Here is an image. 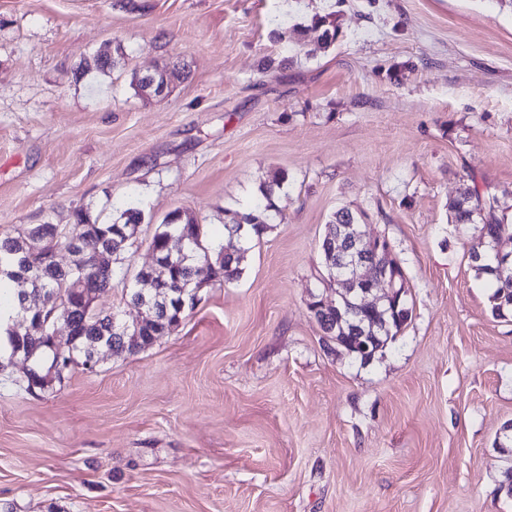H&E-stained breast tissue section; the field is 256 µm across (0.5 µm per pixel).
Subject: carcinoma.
<instances>
[{
  "label": "carcinoma",
  "mask_w": 512,
  "mask_h": 512,
  "mask_svg": "<svg viewBox=\"0 0 512 512\" xmlns=\"http://www.w3.org/2000/svg\"><path fill=\"white\" fill-rule=\"evenodd\" d=\"M271 194L270 186L261 190V196L265 200L263 210L251 211L241 217L242 222L249 224L257 235L267 228L266 212L272 210ZM463 194L466 204L457 202L451 205L452 223L466 225L479 220L485 241L504 237L512 239V224L504 223L496 215L493 202L481 196L475 188L467 187ZM141 220V211L130 206L108 224H91L87 221L85 212L80 209L75 212V221L72 224H37L18 230L14 236L0 235V300L8 295V283L24 274L32 275L38 279L39 287L48 296L50 306L57 307L56 316L67 315L76 325L78 335L74 345V358L63 373L65 378L75 367L85 364V360L96 348L110 345L117 353H137L152 344V336L158 333V328L170 331L177 328L185 318V313L173 307L170 317L160 327L153 324L142 327L139 340L133 342L130 337L112 330L108 316L86 318L75 309L79 294L77 283L81 273L63 272L44 263V256L65 246L71 238L79 235L84 239L87 253H105L110 257L109 262L92 265L86 270V273L96 276L101 293L106 294L112 288L114 266L126 260L130 246V241L121 235L120 229L128 224L137 225ZM247 243L246 236L214 242L208 239L205 225L176 209L158 226L150 246L164 256L172 257L166 279L170 284V296L177 298L180 288L194 279L195 264L201 259L209 262L211 277L225 282L237 278L241 273L240 265L248 251ZM472 268L490 279L491 287L494 288L493 314L504 317L507 312H512V264L502 268L493 259L475 262ZM389 273L397 276L396 300L399 309L406 311V314L400 321L388 319V327L382 333L378 345L380 349L384 348L387 340L401 332L412 317V310L408 307L404 294L406 272L399 258L391 260ZM9 339L10 349L0 352V363H6L16 354L21 357L29 355L31 367L41 374L47 373L56 351L60 350L49 336L42 340H29L12 332ZM60 351L68 354L66 348Z\"/></svg>",
  "instance_id": "1"
}]
</instances>
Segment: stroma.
I'll return each instance as SVG.
<instances>
[{
    "mask_svg": "<svg viewBox=\"0 0 512 512\" xmlns=\"http://www.w3.org/2000/svg\"><path fill=\"white\" fill-rule=\"evenodd\" d=\"M277 174L240 277L199 262L176 330L37 397L0 376V512H512V316L449 209L475 186L512 224V0H0V234L134 198L99 299L124 322L170 212L221 237ZM342 207L407 275L412 318L366 364L307 309ZM181 68L178 65L169 66L165 71L160 69H155L153 72L142 75V82L140 85V81L137 75H135L132 79V85L136 91V94L140 96V88L142 86V93L146 98H158L165 95L169 83L171 81V77L174 75L181 74ZM158 74H161V78L158 77ZM142 95V94H141Z\"/></svg>",
    "mask_w": 512,
    "mask_h": 512,
    "instance_id": "35a3bbf8",
    "label": "stroma"
}]
</instances>
